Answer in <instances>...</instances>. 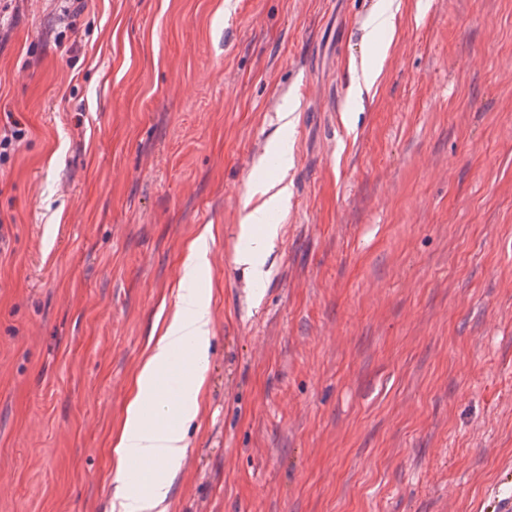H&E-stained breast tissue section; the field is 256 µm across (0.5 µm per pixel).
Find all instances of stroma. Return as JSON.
<instances>
[{
	"instance_id": "stroma-1",
	"label": "stroma",
	"mask_w": 512,
	"mask_h": 512,
	"mask_svg": "<svg viewBox=\"0 0 512 512\" xmlns=\"http://www.w3.org/2000/svg\"><path fill=\"white\" fill-rule=\"evenodd\" d=\"M11 0L0 512H112V439L210 228L168 512L512 500V0ZM381 57L356 94L352 65ZM267 276L236 261L285 106ZM395 0H379L376 10L371 17V35L379 31L393 32L395 13Z\"/></svg>"
}]
</instances>
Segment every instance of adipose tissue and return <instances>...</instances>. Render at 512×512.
I'll list each match as a JSON object with an SVG mask.
<instances>
[{
	"mask_svg": "<svg viewBox=\"0 0 512 512\" xmlns=\"http://www.w3.org/2000/svg\"><path fill=\"white\" fill-rule=\"evenodd\" d=\"M251 194L259 202L243 221L242 230L248 234L249 243L239 250L236 261L259 280L265 275L266 257L277 232L269 219L273 209L287 200L288 186L280 178L259 179L253 183ZM209 266V234L203 231L187 247V273L177 293L176 310L139 368L124 423L113 438L114 512H167V473L186 454L184 426L198 413L207 377L211 295L197 287L196 280ZM187 347L193 351L192 370L181 377L175 391L160 392L159 380L168 372L173 356ZM132 459L150 464L147 477L139 481L128 477L126 464Z\"/></svg>",
	"mask_w": 512,
	"mask_h": 512,
	"instance_id": "ef3b65f1",
	"label": "adipose tissue"
}]
</instances>
